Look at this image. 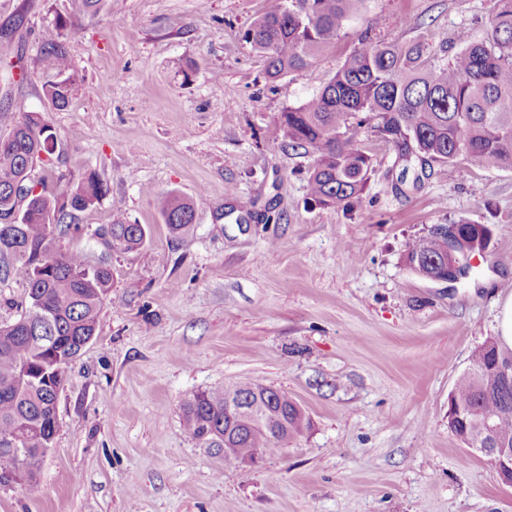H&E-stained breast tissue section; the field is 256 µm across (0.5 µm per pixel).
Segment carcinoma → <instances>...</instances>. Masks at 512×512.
Returning <instances> with one entry per match:
<instances>
[{
	"label": "carcinoma",
	"mask_w": 512,
	"mask_h": 512,
	"mask_svg": "<svg viewBox=\"0 0 512 512\" xmlns=\"http://www.w3.org/2000/svg\"><path fill=\"white\" fill-rule=\"evenodd\" d=\"M73 11L94 16L105 0H71ZM362 0H269L268 7L245 33L252 48L263 54L267 74L280 79L302 71L322 49L334 44ZM497 9L482 32L465 31L453 46L439 34L403 44L374 42L364 37L335 75L312 98L280 114V125L293 143L316 154L309 172L311 200L322 207H348L359 197L371 169L370 157L356 139L364 124L389 134L399 161L422 165L477 162L487 169H512V0H496ZM68 22L59 18L42 39L37 63L43 65V90L51 105L62 110L71 100L76 76L67 44ZM452 48L448 61L435 60L434 45ZM0 259L20 266L25 279V309L11 324H0V472L21 470L30 492L39 489L36 469L52 447L46 429L57 411L64 371L55 356L75 358L94 338L103 305L112 293V268L90 263L81 253H63L59 236L72 227L77 214L98 205L110 192L91 170L77 182L55 192L29 195L18 188L30 177L45 145L50 125L35 112H22L9 95L0 97ZM169 232L188 233L197 205L175 195L155 199ZM456 259L482 254L492 231L485 224L457 222ZM143 224L119 222L94 235L119 250H134L147 239ZM406 260L426 278L448 274V235L428 233L409 241ZM512 364V348L490 337L475 349L470 366L448 395V431L467 448L487 441L512 448V382L500 365ZM251 383L203 390L182 407L187 436L201 448L224 447V401L244 400ZM269 412L236 436L235 457L250 459L256 449L274 453L283 436L303 433L308 421L288 393L268 396ZM492 428L480 437V419ZM27 435L18 451L11 438Z\"/></svg>",
	"instance_id": "1"
}]
</instances>
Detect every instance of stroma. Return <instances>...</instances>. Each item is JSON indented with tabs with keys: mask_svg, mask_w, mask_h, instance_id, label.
<instances>
[{
	"mask_svg": "<svg viewBox=\"0 0 512 512\" xmlns=\"http://www.w3.org/2000/svg\"><path fill=\"white\" fill-rule=\"evenodd\" d=\"M265 6L112 0L87 16L71 0H0V31L22 55L0 69V93L51 125L49 187L95 170L111 188L59 249L113 275L96 334L65 371L39 491L0 485V512H512V487L448 430V395L512 294V169L405 172L366 125L363 192L320 208L315 156L279 123L361 37L479 31L495 0H362L336 44L283 82L244 38ZM59 16L78 81L55 110L35 60ZM169 193L206 196L180 238L154 205ZM125 219L148 226L140 249L95 238ZM459 220L492 230L470 277L436 283L406 266L410 239ZM23 308L21 272L0 264V323ZM238 381L287 391L310 421L252 466L183 429L187 398Z\"/></svg>",
	"mask_w": 512,
	"mask_h": 512,
	"instance_id": "obj_1",
	"label": "stroma"
}]
</instances>
